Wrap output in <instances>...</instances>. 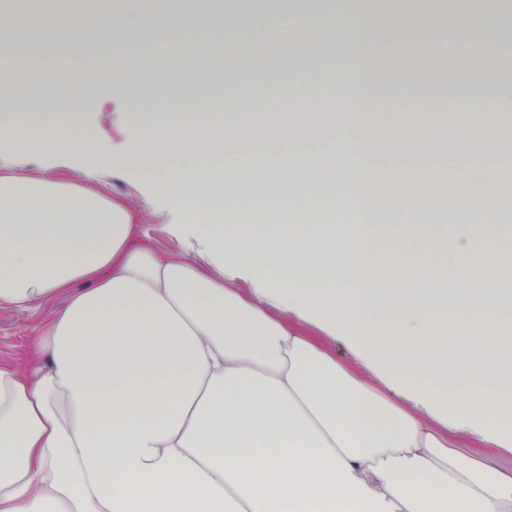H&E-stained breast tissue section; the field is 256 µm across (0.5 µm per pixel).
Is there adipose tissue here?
I'll return each instance as SVG.
<instances>
[{
	"mask_svg": "<svg viewBox=\"0 0 512 512\" xmlns=\"http://www.w3.org/2000/svg\"><path fill=\"white\" fill-rule=\"evenodd\" d=\"M373 0H348L338 29L355 83L328 99L278 102L272 120L237 103L206 112L144 117L138 91L144 55L99 72L135 117L132 151L96 156L148 175L191 223L179 250L154 249L145 214L93 187L13 169L0 173V306L20 311L59 299L34 328L23 357L0 364V512H512V469L466 455L477 444L512 453V322L496 315L439 321L443 305L505 304L496 281L476 276L499 250L466 238L451 264L459 280L429 273L431 243L383 240L372 224L297 221L248 224L238 201L248 184L271 195H313L320 166L308 154L250 161L245 146L306 138L309 113H346L337 142L351 210L395 201L393 218L416 223L428 183H383L370 168L389 151L434 149L442 140L422 110L388 126L373 105L374 75L394 54L420 66L432 39L420 29L369 38ZM253 0L213 15L169 10L153 23L140 0L100 9L91 21L75 0L0 13V27L49 32L85 58L127 34L175 33L159 58L195 59L201 33L250 25ZM299 18L282 14L266 32L305 68L322 67ZM49 42V43H52ZM48 42L7 45L0 91L10 98L0 142L17 152L95 154L75 121L86 80L49 62ZM24 66L36 89L20 92ZM472 115L449 142H490L484 102L512 114V82L470 89ZM501 171L482 167L449 204L457 229L478 224ZM213 206H206V199ZM411 276L391 281L394 266ZM248 293H241L240 284ZM346 339L358 371L336 360L313 332Z\"/></svg>",
	"mask_w": 512,
	"mask_h": 512,
	"instance_id": "1",
	"label": "adipose tissue"
}]
</instances>
